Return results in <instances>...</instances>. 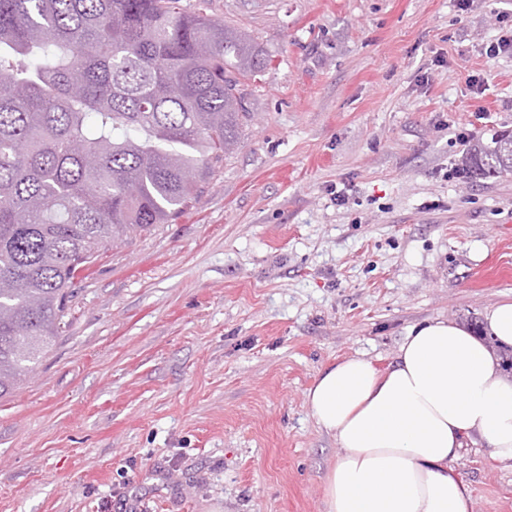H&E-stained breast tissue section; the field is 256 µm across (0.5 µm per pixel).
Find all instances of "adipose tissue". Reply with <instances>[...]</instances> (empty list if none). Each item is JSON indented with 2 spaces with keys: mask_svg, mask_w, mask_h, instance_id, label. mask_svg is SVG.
Masks as SVG:
<instances>
[{
  "mask_svg": "<svg viewBox=\"0 0 512 512\" xmlns=\"http://www.w3.org/2000/svg\"><path fill=\"white\" fill-rule=\"evenodd\" d=\"M341 449L326 512H471L450 466L467 442L512 462V381L487 345L446 320L414 326L389 368L361 356L320 372L307 393Z\"/></svg>",
  "mask_w": 512,
  "mask_h": 512,
  "instance_id": "adipose-tissue-1",
  "label": "adipose tissue"
}]
</instances>
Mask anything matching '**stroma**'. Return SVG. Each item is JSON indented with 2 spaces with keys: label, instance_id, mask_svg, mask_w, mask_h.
<instances>
[{
  "label": "stroma",
  "instance_id": "obj_1",
  "mask_svg": "<svg viewBox=\"0 0 512 512\" xmlns=\"http://www.w3.org/2000/svg\"><path fill=\"white\" fill-rule=\"evenodd\" d=\"M272 59L191 208L108 245L0 399V512H325L320 372L512 299V174L445 179L512 131V0H209ZM483 77L481 86L470 76ZM472 512L512 462L452 461Z\"/></svg>",
  "mask_w": 512,
  "mask_h": 512
}]
</instances>
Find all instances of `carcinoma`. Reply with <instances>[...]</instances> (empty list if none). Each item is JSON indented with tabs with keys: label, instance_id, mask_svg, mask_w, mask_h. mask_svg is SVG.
Wrapping results in <instances>:
<instances>
[{
	"label": "carcinoma",
	"instance_id": "carcinoma-1",
	"mask_svg": "<svg viewBox=\"0 0 512 512\" xmlns=\"http://www.w3.org/2000/svg\"><path fill=\"white\" fill-rule=\"evenodd\" d=\"M270 59L181 0H0V399L110 243L167 224L239 137ZM512 173V133L470 148Z\"/></svg>",
	"mask_w": 512,
	"mask_h": 512
}]
</instances>
